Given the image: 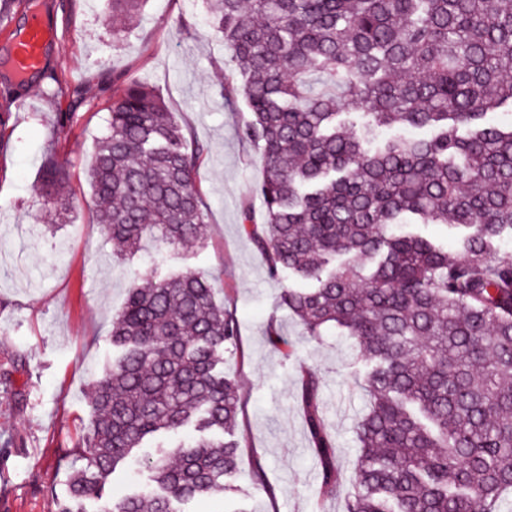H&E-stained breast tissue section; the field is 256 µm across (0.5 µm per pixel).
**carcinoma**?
Listing matches in <instances>:
<instances>
[{"instance_id": "1", "label": "carcinoma", "mask_w": 512, "mask_h": 512, "mask_svg": "<svg viewBox=\"0 0 512 512\" xmlns=\"http://www.w3.org/2000/svg\"><path fill=\"white\" fill-rule=\"evenodd\" d=\"M146 0H110L107 19ZM251 114L241 137L259 151L264 224L242 227L280 304L317 341L333 327L358 347L369 397L344 512H504L512 493V0H206ZM509 106L504 123L485 120ZM354 108L359 129L341 119ZM431 128L430 138L406 135ZM397 130L375 150L374 133ZM204 147L190 145L159 94L115 91L88 166L95 221L124 253L146 240L193 248L208 210ZM65 163L49 153L43 206L72 208ZM465 234L450 251L402 229L408 218ZM204 272L130 282L112 321L117 350L94 385L59 512H183L225 490L239 461L242 411L224 355L238 322ZM300 403L319 464V495L343 477L321 377L303 373ZM192 428L195 444L147 459L153 487L106 488L145 443Z\"/></svg>"}]
</instances>
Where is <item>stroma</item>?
Segmentation results:
<instances>
[{"mask_svg":"<svg viewBox=\"0 0 512 512\" xmlns=\"http://www.w3.org/2000/svg\"><path fill=\"white\" fill-rule=\"evenodd\" d=\"M53 32L41 73L18 86L0 68V512H59L68 455L91 418L90 391L112 358V318L134 277H147V255H113L93 220L87 178L104 134L116 87L136 80L156 90L186 135L204 147L199 177L209 220L202 243L167 251L172 273L214 276L216 298L239 321L242 355L224 360L240 386L244 416L233 435L240 464L224 494L185 512H343L342 497H317L318 464L299 404L305 368L320 373L325 420L337 463L352 478L354 424L367 409L353 350L336 330L307 341L278 301L264 255L243 232L251 210L262 223L253 188L259 154L240 136L250 114L243 99L223 98L224 43L204 0H147L137 24L113 39L107 0H39ZM67 115L57 134L58 115ZM67 161L66 223L43 218L40 166L48 152ZM288 349L267 339L269 324ZM262 463L267 485L253 474Z\"/></svg>","mask_w":512,"mask_h":512,"instance_id":"stroma-1","label":"stroma"}]
</instances>
